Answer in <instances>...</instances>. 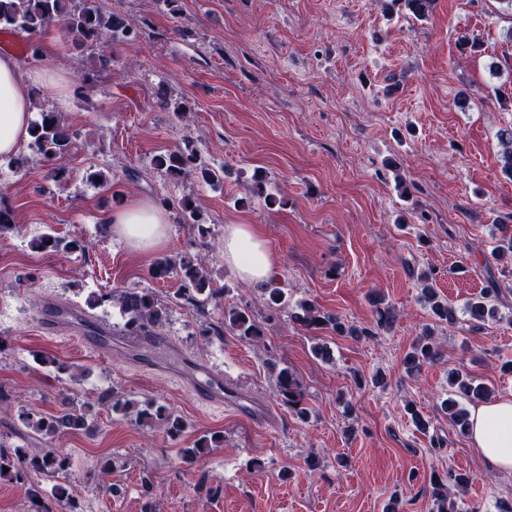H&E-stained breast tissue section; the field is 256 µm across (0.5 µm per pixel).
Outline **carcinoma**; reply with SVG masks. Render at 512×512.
<instances>
[{
  "instance_id": "1",
  "label": "carcinoma",
  "mask_w": 512,
  "mask_h": 512,
  "mask_svg": "<svg viewBox=\"0 0 512 512\" xmlns=\"http://www.w3.org/2000/svg\"><path fill=\"white\" fill-rule=\"evenodd\" d=\"M408 14L415 19L423 20L434 8L435 0H401ZM51 25H57L70 38L72 45L82 48L93 45L108 35L114 40L128 39L138 34V23L128 20L118 13L104 14L93 4V0H83L77 6L74 0H0V30H23L29 34H37ZM499 142L504 147V168L512 174V128H501L496 132ZM74 133L61 115L51 110H40V119L32 124L30 130L31 142L37 153L47 165L52 167L54 177L61 178L65 170L58 165L70 151L73 145ZM155 168L172 181H181L195 174L203 181H213L220 178L219 173L210 169L202 160L201 155L188 149L165 154H158L153 159ZM180 208L185 219L197 226L199 231H205L203 218L194 200L186 197L180 201ZM32 248L45 252H83L86 249L80 239L66 240L52 233H42L32 241ZM153 278L164 280L172 275L181 281L178 298L198 307L205 301H220L224 298L225 289L212 286L205 267L187 259L174 263L167 258L158 260L150 268ZM423 291L430 304V309L440 322L454 323L457 312L448 301H439L434 296V286L428 276H423ZM499 298V290L491 287L478 300L467 305L465 313L473 318L483 319L485 316H495L496 308L492 302ZM115 300L120 307L124 326L131 333H138L145 328L155 327L162 323L164 310L155 294L149 290L127 291L117 295L107 293L101 300ZM304 315L302 322L306 325H317L323 321L334 323L336 329L343 332L345 325L337 318L319 316L310 305H302ZM224 328L234 335L245 339L255 340L263 335V328L249 310L244 307L230 306L224 309ZM355 333L354 329L347 330ZM437 352L430 343L419 342L408 355V370L418 371L422 364L435 358ZM456 385V395L469 401L487 399L485 389L474 387L462 379L453 381ZM277 392L284 405L296 414L305 415L301 408V391L298 383L288 371L283 370L277 377ZM112 411L120 412L133 418L139 426L161 423L168 437L176 439L185 430L182 419L173 416L163 406H156L147 401L138 408L130 401L116 399L111 404ZM450 419L462 432L468 431L469 414L467 409L450 397L444 403ZM91 407L88 405L75 406L68 401L55 416L39 417L31 412L21 415V420L27 428L48 439H53L60 433H72L87 429L88 415ZM223 442L216 435H203L196 439L192 446L179 449L180 457L187 463H194L204 456L206 448L214 443ZM8 472H3V467ZM69 467L68 458L53 448H45L41 453L31 457L20 451L6 453L0 450V480H21L29 470L39 472L49 478H56ZM432 497L436 512H448L445 497V484L439 476L431 477Z\"/></svg>"
}]
</instances>
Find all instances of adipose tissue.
<instances>
[{
	"label": "adipose tissue",
	"mask_w": 512,
	"mask_h": 512,
	"mask_svg": "<svg viewBox=\"0 0 512 512\" xmlns=\"http://www.w3.org/2000/svg\"><path fill=\"white\" fill-rule=\"evenodd\" d=\"M40 87L69 91L66 77L55 68L26 71L16 57L0 54V158L15 155L28 140L35 91ZM106 222L113 237L135 253L160 248L167 240L168 215L147 198L130 200L108 213ZM224 262L249 283L269 281L277 269L274 251L251 224L225 225ZM469 437L491 470L511 474L512 400H490L472 408Z\"/></svg>",
	"instance_id": "adipose-tissue-1"
}]
</instances>
